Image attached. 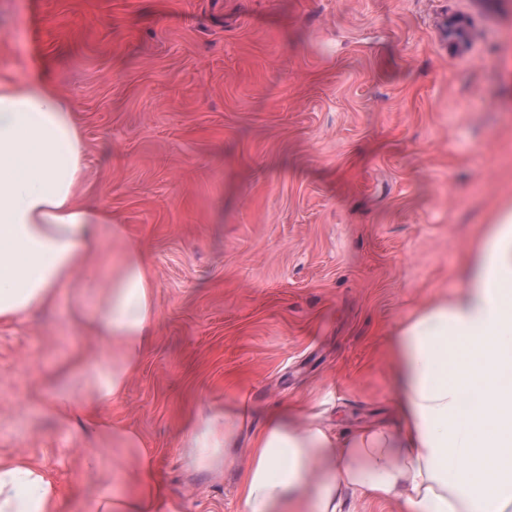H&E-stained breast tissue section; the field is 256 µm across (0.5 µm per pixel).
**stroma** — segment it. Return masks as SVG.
I'll return each mask as SVG.
<instances>
[{
  "instance_id": "obj_1",
  "label": "stroma",
  "mask_w": 512,
  "mask_h": 512,
  "mask_svg": "<svg viewBox=\"0 0 512 512\" xmlns=\"http://www.w3.org/2000/svg\"><path fill=\"white\" fill-rule=\"evenodd\" d=\"M74 104L84 198L146 253L152 343L108 413L185 512H239V466L187 469L180 433L247 400L332 429L397 428L390 343L453 297L512 201V0H0V76L33 63ZM97 343L64 309L0 325V454L110 491L46 413Z\"/></svg>"
}]
</instances>
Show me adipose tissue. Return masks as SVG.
Returning <instances> with one entry per match:
<instances>
[{
    "label": "adipose tissue",
    "mask_w": 512,
    "mask_h": 512,
    "mask_svg": "<svg viewBox=\"0 0 512 512\" xmlns=\"http://www.w3.org/2000/svg\"><path fill=\"white\" fill-rule=\"evenodd\" d=\"M71 101L44 75L0 76V321L18 322L70 295V315L100 345L62 364L47 411L110 454L118 493L90 512H184L165 496L135 431L103 416L123 396L150 342L156 291L143 251L111 212L79 198L88 172ZM119 244L100 268V243ZM463 287L402 323L393 338L402 427L336 432L272 410L240 480V512H347V494L402 512H504L512 502V202L462 265ZM247 409L197 414L181 439L189 468L223 471ZM55 477L21 454L0 455V512H63Z\"/></svg>",
    "instance_id": "ef3b65f1"
}]
</instances>
